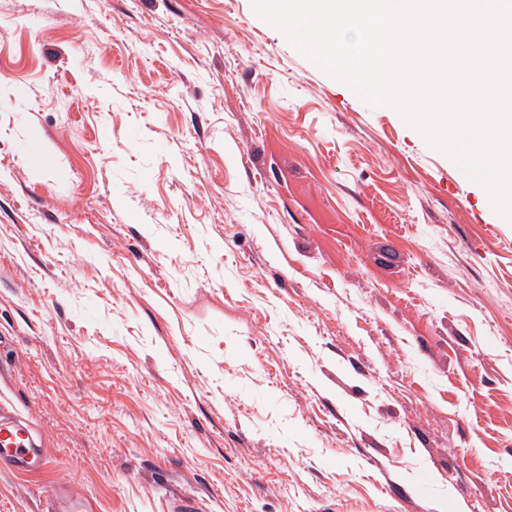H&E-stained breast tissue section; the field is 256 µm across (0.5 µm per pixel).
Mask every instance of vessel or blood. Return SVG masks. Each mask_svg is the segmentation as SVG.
<instances>
[{"instance_id": "b4317fda", "label": "vessel or blood", "mask_w": 512, "mask_h": 512, "mask_svg": "<svg viewBox=\"0 0 512 512\" xmlns=\"http://www.w3.org/2000/svg\"><path fill=\"white\" fill-rule=\"evenodd\" d=\"M0 465L23 474L51 465L50 457L34 444L28 421L6 409L0 411Z\"/></svg>"}]
</instances>
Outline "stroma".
<instances>
[{"instance_id":"1","label":"stroma","mask_w":512,"mask_h":512,"mask_svg":"<svg viewBox=\"0 0 512 512\" xmlns=\"http://www.w3.org/2000/svg\"><path fill=\"white\" fill-rule=\"evenodd\" d=\"M0 512H512V223L252 0H0ZM50 457L33 443L28 420L0 411V464L15 472L34 474L51 466Z\"/></svg>"}]
</instances>
